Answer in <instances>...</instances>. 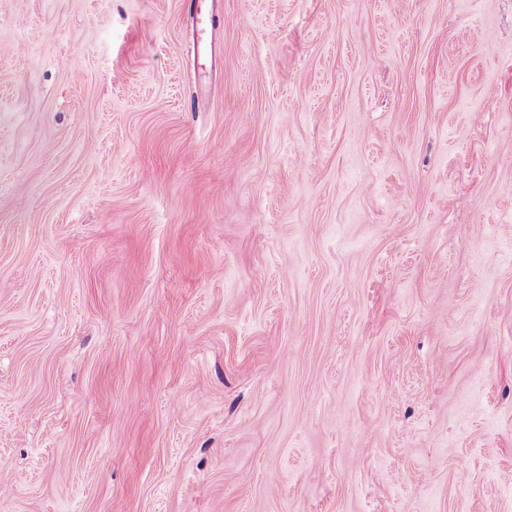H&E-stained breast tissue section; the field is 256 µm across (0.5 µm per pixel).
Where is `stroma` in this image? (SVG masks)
I'll return each instance as SVG.
<instances>
[{"label":"stroma","instance_id":"stroma-1","mask_svg":"<svg viewBox=\"0 0 512 512\" xmlns=\"http://www.w3.org/2000/svg\"><path fill=\"white\" fill-rule=\"evenodd\" d=\"M0 512H512V0H0Z\"/></svg>","mask_w":512,"mask_h":512}]
</instances>
